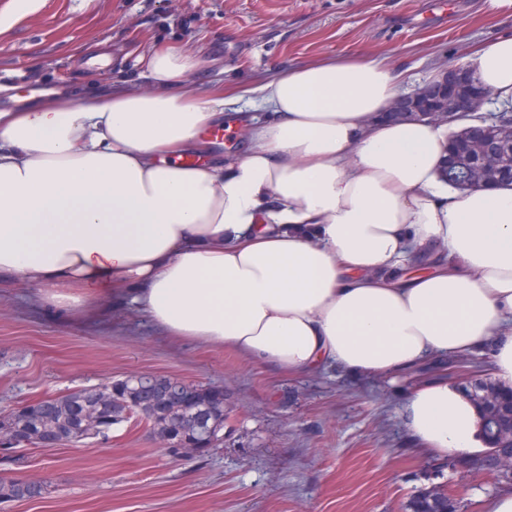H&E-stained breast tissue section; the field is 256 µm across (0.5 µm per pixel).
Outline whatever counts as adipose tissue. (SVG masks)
<instances>
[{
    "label": "adipose tissue",
    "instance_id": "1",
    "mask_svg": "<svg viewBox=\"0 0 512 512\" xmlns=\"http://www.w3.org/2000/svg\"><path fill=\"white\" fill-rule=\"evenodd\" d=\"M146 84L0 111V284L77 313L130 296L170 333L291 377L329 367L390 381L489 354L512 386V186L442 180L447 124L395 122L392 68L327 57L272 78L189 92L202 54L144 57ZM464 64L512 103V36ZM225 127L235 150L209 153ZM402 416L427 454L483 448L447 375Z\"/></svg>",
    "mask_w": 512,
    "mask_h": 512
}]
</instances>
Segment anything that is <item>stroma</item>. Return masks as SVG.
I'll return each mask as SVG.
<instances>
[{"label":"stroma","instance_id":"1","mask_svg":"<svg viewBox=\"0 0 512 512\" xmlns=\"http://www.w3.org/2000/svg\"><path fill=\"white\" fill-rule=\"evenodd\" d=\"M504 34L512 11L486 0H41L0 32V110L145 83L142 57L166 44L205 51L196 93L369 54L409 94ZM151 372L223 388V445L185 460L129 420L74 447L20 448L0 474L49 492L0 512H406L432 486L487 512L496 494L492 479L466 484L419 451L403 384L337 368L292 378L170 335L127 298L64 314L37 287L0 286V409Z\"/></svg>","mask_w":512,"mask_h":512}]
</instances>
